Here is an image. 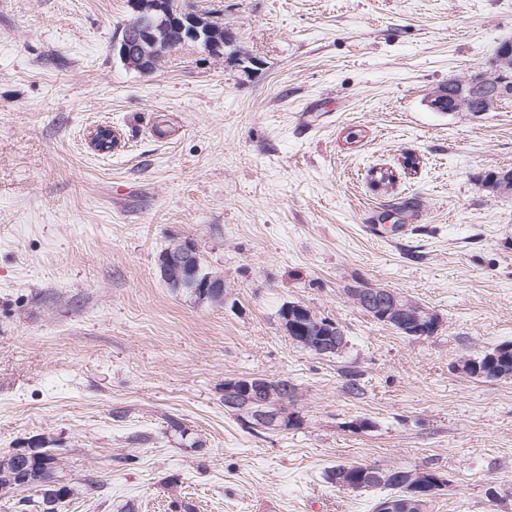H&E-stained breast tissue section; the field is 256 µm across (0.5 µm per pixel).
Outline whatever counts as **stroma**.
<instances>
[{"label":"stroma","mask_w":512,"mask_h":512,"mask_svg":"<svg viewBox=\"0 0 512 512\" xmlns=\"http://www.w3.org/2000/svg\"><path fill=\"white\" fill-rule=\"evenodd\" d=\"M193 2L223 58L190 44L143 74L112 50L126 0H0V457L60 454L59 512H373L325 478L355 462L446 476L427 512H512V379L456 369L512 342V196L485 185L512 169V99L427 103L512 40V0ZM175 238L222 305L166 287ZM359 286L440 329L373 320ZM288 302L344 329L340 356L292 342ZM248 375L296 384L293 427L225 409ZM351 297L360 302L364 312L376 321L398 326L410 336L424 338L434 336L441 321L438 315L422 304H406V296L386 288H351Z\"/></svg>","instance_id":"obj_1"}]
</instances>
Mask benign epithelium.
<instances>
[{"label": "benign epithelium", "mask_w": 512, "mask_h": 512, "mask_svg": "<svg viewBox=\"0 0 512 512\" xmlns=\"http://www.w3.org/2000/svg\"><path fill=\"white\" fill-rule=\"evenodd\" d=\"M130 20L121 29L113 43L120 60L142 73L154 70L153 61L178 50L190 40L202 44L212 55L220 57L224 51V38L220 34L221 24L212 21L203 13L193 9L184 10V21L180 28L170 30V12L165 0H134ZM512 98V41L500 43L486 66L478 67L465 79H450L442 88L432 92L428 105L436 112L450 114L455 105L463 101L468 112L477 117L496 109L505 99ZM90 142L97 150H107L117 143L112 129L95 128L90 133ZM198 258L194 244L187 239L175 240L167 250L165 275L169 282L180 283L184 274L192 268ZM354 301L360 302L364 312L376 321L389 326H398L404 332L418 338L435 335L441 321L431 309L421 305H409L406 296L386 288L363 287L350 289ZM282 324L288 336L305 341L309 334L316 332V342L312 349L319 355L331 354L343 349L346 336L335 332L328 324L320 323L312 311L301 304L285 306ZM273 398V388L269 381L261 377H242L224 383V407L242 423L253 429L282 432L295 422V415L284 399L269 404ZM363 475L378 477L384 475L397 482L404 478H414L397 466L384 468L366 464ZM447 479L436 474L430 478V486L415 482L409 492L413 499L406 501L411 507L424 498V495L446 486Z\"/></svg>", "instance_id": "7a95c632"}]
</instances>
